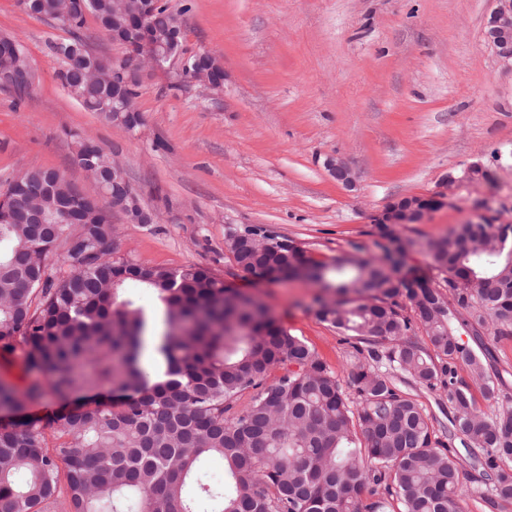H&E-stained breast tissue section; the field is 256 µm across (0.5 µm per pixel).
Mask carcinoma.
I'll return each mask as SVG.
<instances>
[{
  "instance_id": "obj_1",
  "label": "carcinoma",
  "mask_w": 512,
  "mask_h": 512,
  "mask_svg": "<svg viewBox=\"0 0 512 512\" xmlns=\"http://www.w3.org/2000/svg\"><path fill=\"white\" fill-rule=\"evenodd\" d=\"M113 0H39L30 15L56 21L69 37L51 44L69 62L61 84L85 109L118 121L112 84L87 81L95 59L81 31L92 15L107 33ZM172 15L163 4L149 33L166 42ZM54 170H26L17 192L58 178ZM94 238L116 236L107 214L81 213ZM66 225L27 224L18 212L0 223V343L27 347L24 366L44 376L60 397L107 390L109 405L84 402L49 424L60 434L48 446L43 432L20 422L0 427V512H50L60 485L66 512H456L465 494L463 463L452 454L460 440L473 466L492 482L499 502L512 503V406L493 416L476 407L457 364L470 369L484 393H495L481 354L461 342L454 324L475 335L512 336V253L476 250L512 224H461L428 244L432 264L452 274L448 292L417 277L399 276L381 261L313 260L289 244L254 232L262 251L237 241L243 270L286 274L300 266L336 298L318 317L352 334L350 387L303 340L258 300L233 288L203 265L173 270L96 250L93 238L67 249L71 275L48 272L49 252L67 244ZM414 316L403 314L399 300ZM421 326L439 359L408 340ZM155 336L158 370L140 364L146 337ZM432 390H448L454 415L448 441L432 429L422 405L402 392L380 366ZM245 394L242 410L236 402ZM14 386L0 380V412L22 408ZM218 462L232 488L195 478Z\"/></svg>"
}]
</instances>
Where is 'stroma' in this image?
<instances>
[{"label":"stroma","instance_id":"stroma-1","mask_svg":"<svg viewBox=\"0 0 512 512\" xmlns=\"http://www.w3.org/2000/svg\"><path fill=\"white\" fill-rule=\"evenodd\" d=\"M185 10L184 43L224 67L214 95L183 82L176 69L142 80L144 123L131 134L91 112L57 78L51 51L67 33L0 0V37L26 48L32 80L24 94L0 87V187L27 169H52L86 193L96 187L74 164L75 136L118 149V162L155 224L120 227L119 254L180 269L200 264L261 301L308 344L340 382L353 361L352 337L316 315L324 290L304 278L256 280L233 265L224 241L232 228L260 224L295 240L308 256L385 259L391 243L373 219L406 196L443 193L446 204L420 223L399 225L408 255L398 267L432 285L429 241L471 221L512 224V68L487 44L494 0H168ZM343 159L354 187L337 184L324 162ZM480 165L484 178L448 184L449 174ZM503 381L488 397L494 415L512 398V338L490 345ZM436 434L446 437L451 406L444 388L414 389ZM459 512H512L491 504L489 483L463 466Z\"/></svg>","mask_w":512,"mask_h":512}]
</instances>
